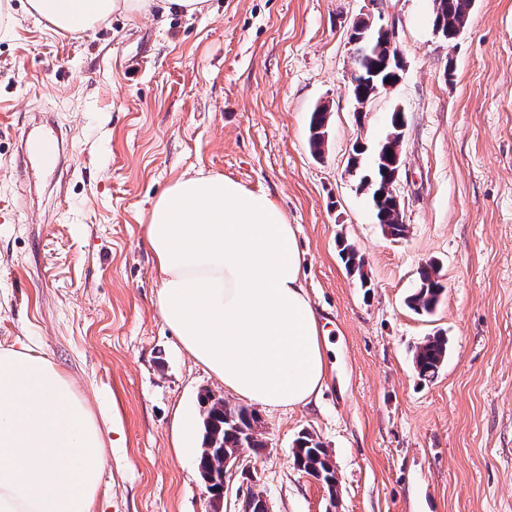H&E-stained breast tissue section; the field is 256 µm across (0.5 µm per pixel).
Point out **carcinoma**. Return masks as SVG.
Listing matches in <instances>:
<instances>
[{
	"label": "carcinoma",
	"instance_id": "1",
	"mask_svg": "<svg viewBox=\"0 0 512 512\" xmlns=\"http://www.w3.org/2000/svg\"><path fill=\"white\" fill-rule=\"evenodd\" d=\"M473 0H434L432 27L440 30V37L452 41L454 33L466 27ZM364 37L351 38L355 43L352 64L359 74L358 83L351 86V94L357 106L365 109L384 87L386 80H394L393 65L384 64V51L380 50L381 35L378 29L364 21ZM379 71L375 84L367 82L365 75L370 70ZM331 114L325 107L311 112L309 119V146L313 154L322 155L328 133ZM403 116L402 112L392 113L390 128L382 143L395 155L400 152ZM367 176L376 183L370 192V200L377 223L388 235L401 238L407 226L400 222V215L392 209L391 195L379 196L378 183L382 180L380 165H371ZM341 258L346 267L358 273L361 282L367 281L362 258L351 245L341 249ZM419 285L408 297L407 305L419 315L430 314L438 305L444 287L440 280L437 265L429 262L418 272ZM448 358V338L440 333L427 336L416 347L413 362L418 376L431 380ZM202 425L204 429L202 450L199 456V468L216 480L224 477V460H236L239 451L248 448L260 455L265 443L262 439L260 418L255 412L244 406H232L219 399L204 406ZM293 462L296 468L306 475H322L323 480H336V469L323 444L308 433L295 441L292 448Z\"/></svg>",
	"mask_w": 512,
	"mask_h": 512
}]
</instances>
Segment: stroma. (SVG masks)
I'll use <instances>...</instances> for the list:
<instances>
[{"instance_id": "1", "label": "stroma", "mask_w": 512, "mask_h": 512, "mask_svg": "<svg viewBox=\"0 0 512 512\" xmlns=\"http://www.w3.org/2000/svg\"><path fill=\"white\" fill-rule=\"evenodd\" d=\"M210 4L76 34L22 0L0 19V350L37 345L85 394L106 442L96 512H212L197 456L171 446L173 412L199 417L206 393L239 399L164 323L144 238L152 202L198 168L284 210L328 343L316 404L259 410L265 447L241 451L251 469L228 478L222 512H240L246 480L270 512H512V0H475L451 42L432 29L433 0ZM370 16L394 21L405 71L360 114L348 35ZM396 110L401 238L348 170L353 144L374 147ZM345 243L362 273L341 261ZM432 260L445 291L419 315L406 302ZM437 332L448 359L425 381L412 354ZM305 433L332 457L335 501L293 463ZM331 114L326 107L316 108L309 119V146L314 155L321 156L325 145V134H328Z\"/></svg>"}]
</instances>
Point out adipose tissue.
<instances>
[{
  "mask_svg": "<svg viewBox=\"0 0 512 512\" xmlns=\"http://www.w3.org/2000/svg\"><path fill=\"white\" fill-rule=\"evenodd\" d=\"M207 0H26L27 14L68 33L112 14L193 16ZM156 307L225 389L267 409L308 405L326 376L320 325L301 281L284 211L218 172L187 171L144 226ZM106 462L101 428L72 378L42 351L0 350V512H95Z\"/></svg>",
  "mask_w": 512,
  "mask_h": 512,
  "instance_id": "1",
  "label": "adipose tissue"
}]
</instances>
